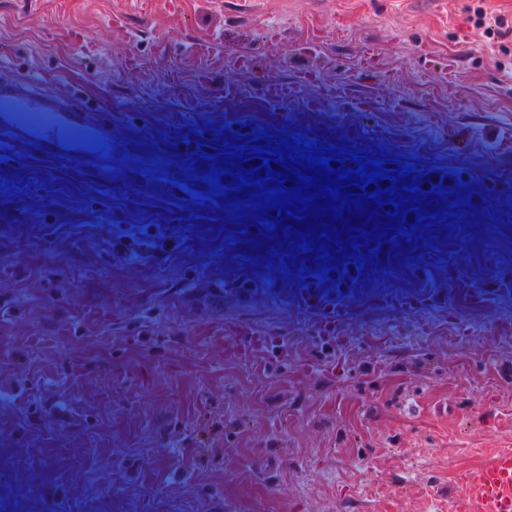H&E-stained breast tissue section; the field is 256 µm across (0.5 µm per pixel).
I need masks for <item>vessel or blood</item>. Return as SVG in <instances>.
<instances>
[{
  "mask_svg": "<svg viewBox=\"0 0 512 512\" xmlns=\"http://www.w3.org/2000/svg\"><path fill=\"white\" fill-rule=\"evenodd\" d=\"M0 128L38 144L46 153H65L93 163L103 160L95 145L112 141L111 126L97 115L76 111L67 104L45 109L32 91L0 100ZM298 301L316 313H333L318 289H304ZM475 488L480 491V512H512V454L496 456L477 472L472 483L462 484L458 493L466 497Z\"/></svg>",
  "mask_w": 512,
  "mask_h": 512,
  "instance_id": "b4317fda",
  "label": "vessel or blood"
}]
</instances>
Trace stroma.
<instances>
[{"label": "stroma", "mask_w": 512, "mask_h": 512, "mask_svg": "<svg viewBox=\"0 0 512 512\" xmlns=\"http://www.w3.org/2000/svg\"><path fill=\"white\" fill-rule=\"evenodd\" d=\"M482 0H0V85L112 124L111 169L15 142L0 193V494L27 512H478L512 453V36ZM243 122L460 177L403 266L306 276L196 229L185 131ZM184 152H176L177 143ZM157 158L149 172L148 158ZM171 253L118 263L112 225ZM200 248H193V241ZM249 274L260 287L239 292ZM474 15L476 17V20L479 24L484 25L486 28V32L488 35L498 37L506 36L507 29V21L504 17L497 15L494 10L483 7V6H477L474 10ZM298 301L303 307H308L312 311L331 316L333 309L331 304L325 299L316 288H306L298 296ZM472 487L480 491L481 512H512V454L496 456L477 472L472 483L459 487L460 496H469Z\"/></svg>", "instance_id": "35a3bbf8"}]
</instances>
